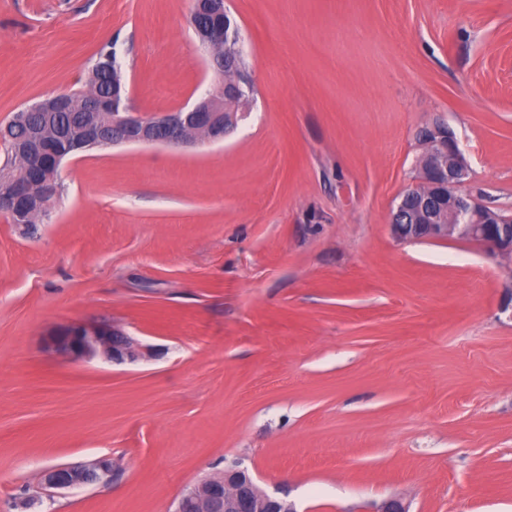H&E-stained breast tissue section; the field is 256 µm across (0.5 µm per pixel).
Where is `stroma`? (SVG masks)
Wrapping results in <instances>:
<instances>
[{
	"instance_id": "35a3bbf8",
	"label": "stroma",
	"mask_w": 512,
	"mask_h": 512,
	"mask_svg": "<svg viewBox=\"0 0 512 512\" xmlns=\"http://www.w3.org/2000/svg\"><path fill=\"white\" fill-rule=\"evenodd\" d=\"M254 94L223 142L63 160L48 217L0 215V512H174L242 461L298 512H512V261L389 228L419 128L512 213V0H227ZM192 0H0V124L85 89L115 46L133 106L183 107ZM82 322L151 349L49 347ZM110 457L57 493L52 466ZM112 476V460L100 458L90 463L49 468L40 476L45 489L67 490L102 483Z\"/></svg>"
}]
</instances>
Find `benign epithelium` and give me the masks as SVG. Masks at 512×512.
<instances>
[{"instance_id":"7a95c632","label":"benign epithelium","mask_w":512,"mask_h":512,"mask_svg":"<svg viewBox=\"0 0 512 512\" xmlns=\"http://www.w3.org/2000/svg\"><path fill=\"white\" fill-rule=\"evenodd\" d=\"M191 23L203 48L206 69L219 77L191 107L144 117L131 104L127 90L112 86L108 95L84 99L81 111L88 118L73 116L79 128L60 137L64 149L48 151V130L28 122L21 114L24 134L16 151L22 155L36 180L16 179L0 189V213L14 223L29 227L32 217L47 215L56 195V180L62 160L94 148L117 145H180L196 142V136L221 142L238 126L239 116L227 112L224 103L247 97L252 90L243 73L224 77L229 65L224 59L228 46L241 51L238 24L224 0H195ZM34 110L52 117L72 111L69 94H59L34 105ZM416 139L420 148L416 183L407 188L390 213V228L399 241L447 240L458 238L478 242L495 257L512 256V216H506L477 201L462 190L470 175L465 152L448 125L438 119L422 127ZM55 348L73 358H93L98 354L112 362L134 360L144 347L112 328L72 323L54 337ZM112 476V460L100 458L90 463L62 465L44 471L40 484L45 489L67 490L99 484ZM176 512H298L293 501L260 488L248 468L236 462L224 469L220 479H202L180 498Z\"/></svg>"}]
</instances>
